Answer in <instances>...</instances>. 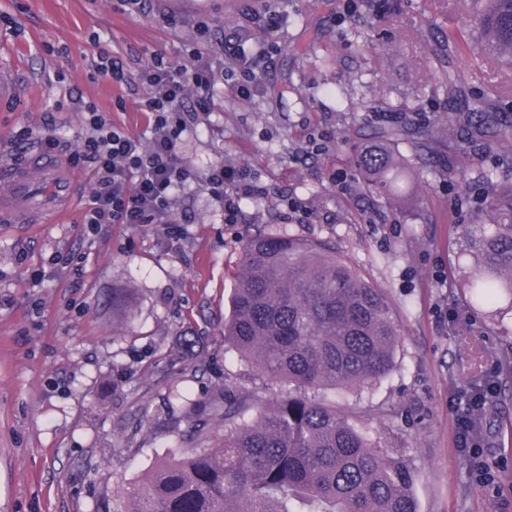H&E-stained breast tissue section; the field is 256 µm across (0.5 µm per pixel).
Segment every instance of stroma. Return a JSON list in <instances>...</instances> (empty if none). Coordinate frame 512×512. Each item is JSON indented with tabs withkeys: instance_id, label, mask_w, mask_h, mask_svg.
Segmentation results:
<instances>
[{
	"instance_id": "stroma-1",
	"label": "stroma",
	"mask_w": 512,
	"mask_h": 512,
	"mask_svg": "<svg viewBox=\"0 0 512 512\" xmlns=\"http://www.w3.org/2000/svg\"><path fill=\"white\" fill-rule=\"evenodd\" d=\"M161 15L127 14L121 0H0V183L20 171L15 140L55 116L58 135L77 146L86 115L71 96L140 132L143 93L125 90L95 67L101 50L137 54V73L156 53L189 63V52L223 59L211 110L180 144L197 179L181 190L167 225L115 224L86 238L81 222L92 175L70 170L74 201L38 223L18 224L0 203V512H98L103 496L135 480L184 441L162 407L165 386L189 360L184 336L200 340L198 371L187 385L210 400L226 383L237 395L273 403L283 386L240 361L222 330L246 239L280 231L336 250L390 299L402 340L389 374L373 388L383 414L366 418L389 450L419 471V512H512V310L469 307L471 259L462 234L482 208L480 174L496 167L485 142L452 124L481 88L512 86V68L470 48L474 17L464 0H161ZM283 16L275 51L248 9ZM246 29V55L258 58L260 92L236 96L234 62L222 47L197 42L196 27ZM457 91L437 83L435 58L448 39ZM340 94H332V87ZM422 130L442 146L423 156L396 200L370 195L355 164L378 129ZM326 136L306 155L309 131ZM247 168L266 194L243 200L228 224L198 183L217 162ZM497 168V167H496ZM348 174L347 190L333 184ZM296 200L311 210L299 221ZM132 288L134 314L112 326V291ZM497 368L495 403L480 416L479 457L455 442L464 391Z\"/></svg>"
}]
</instances>
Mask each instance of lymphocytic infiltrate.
<instances>
[{
	"instance_id": "1",
	"label": "lymphocytic infiltrate",
	"mask_w": 512,
	"mask_h": 512,
	"mask_svg": "<svg viewBox=\"0 0 512 512\" xmlns=\"http://www.w3.org/2000/svg\"><path fill=\"white\" fill-rule=\"evenodd\" d=\"M98 58L102 76L131 91L145 89V133L111 121L94 105L75 97L72 108L85 113L86 134L77 149L67 152L56 136L41 132L43 153L50 158L65 153L70 167L87 168L93 173L94 188L83 219L90 233L112 224L169 223L177 192L193 177L179 155L180 142L200 114L210 110L216 68L209 61L181 68L158 53L133 77L123 58L106 51ZM202 187L220 203L228 224L240 222L241 200L265 194L263 188L220 162L212 166Z\"/></svg>"
}]
</instances>
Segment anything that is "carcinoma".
<instances>
[{
	"instance_id": "carcinoma-1",
	"label": "carcinoma",
	"mask_w": 512,
	"mask_h": 512,
	"mask_svg": "<svg viewBox=\"0 0 512 512\" xmlns=\"http://www.w3.org/2000/svg\"><path fill=\"white\" fill-rule=\"evenodd\" d=\"M477 21L471 42L512 62V0H468ZM452 38L439 55L442 86L455 91L449 69ZM502 98L494 88L466 120L486 139L498 165L512 167V125L491 129ZM407 132L380 130L359 152L365 184L389 198L409 171L399 151ZM488 195L465 231L474 258L470 307L509 301L512 308V180L493 170L482 175ZM224 338L248 364L288 394L271 405L236 398L214 387L205 408L183 386L163 394L175 424L197 433L222 430L215 448L182 446L159 458L141 478L123 487L115 512H418L417 473L401 455L382 448L362 423L361 399L344 406L323 397L372 388L391 370L401 335L387 296L345 257L321 245L265 232L248 238L229 295ZM130 292L112 295V313L127 316Z\"/></svg>"
}]
</instances>
